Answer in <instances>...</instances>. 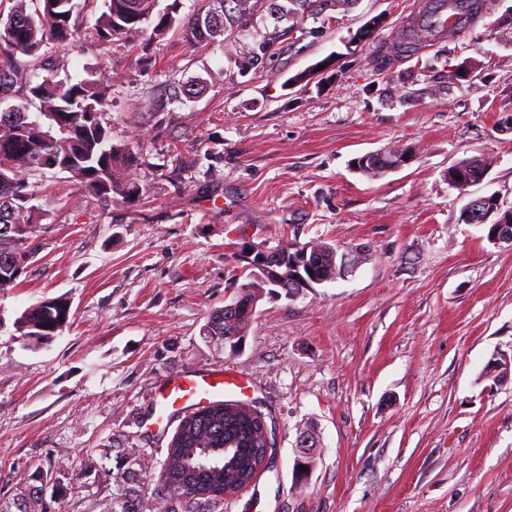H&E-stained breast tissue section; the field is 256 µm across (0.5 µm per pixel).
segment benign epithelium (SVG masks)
<instances>
[{
    "mask_svg": "<svg viewBox=\"0 0 512 512\" xmlns=\"http://www.w3.org/2000/svg\"><path fill=\"white\" fill-rule=\"evenodd\" d=\"M499 206L497 196H483L470 200L465 209L474 221L486 223ZM510 218H501L492 224V233L489 241L496 244H507L512 247V227ZM320 248L315 245H307L298 248V251H290L285 246L258 247L243 246L237 251V256L246 262L245 268L252 270L253 274L263 283L264 289L256 295L245 299L238 295L224 304V316L235 317L240 311L248 308H257L258 303L265 297L266 289L277 288V296L288 299L297 298L305 291L316 285L324 284L316 275L309 274L313 269L315 254ZM333 263L336 266V276L345 275L348 269L356 264L355 255L352 253L331 252ZM487 375L495 378V382L512 379V356L506 353H496L489 361ZM320 447L317 435L308 431H301L296 437L295 450L301 457L316 458Z\"/></svg>",
    "mask_w": 512,
    "mask_h": 512,
    "instance_id": "7a95c632",
    "label": "benign epithelium"
}]
</instances>
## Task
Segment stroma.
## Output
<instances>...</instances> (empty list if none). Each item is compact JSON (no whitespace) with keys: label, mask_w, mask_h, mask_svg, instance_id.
Returning <instances> with one entry per match:
<instances>
[{"label":"stroma","mask_w":512,"mask_h":512,"mask_svg":"<svg viewBox=\"0 0 512 512\" xmlns=\"http://www.w3.org/2000/svg\"><path fill=\"white\" fill-rule=\"evenodd\" d=\"M417 3L327 7L259 71L234 41L192 50L174 31L103 50L87 27L44 47L72 80L108 82L112 137L149 164L145 196L109 206L64 173L28 178L44 218L32 260L0 288L1 494L29 461L81 479L118 434L167 448L178 419L148 433L164 382L221 370L275 434L266 470L226 512H512V381L484 377L493 354H512V248L460 218L478 196L512 209V0H485L472 27L380 67ZM193 76L205 91L169 101ZM144 99L165 106L150 132L130 107ZM392 149L410 161L377 178L353 167ZM472 157L482 180L449 187V166ZM282 241L359 260L296 299L264 298L241 352H224L202 329L237 290L235 251ZM53 298L69 301V325L49 341L21 335V313ZM309 426L321 452L298 487ZM319 447H320V440L317 437L316 433L312 434L311 432H308L305 430L300 431L296 437V442H295V450L297 453V457L294 460L293 469H295L298 472H302V470L299 469V466L306 467V464L309 461L304 458H301V457H310V458H312V460L314 462L316 456L318 455ZM299 456H301V457H299ZM313 462H311L310 464L307 465V468H306V471H305L303 477H301V478L297 477V476L295 477L296 482L305 483V484L307 483L309 475L311 473Z\"/></svg>","instance_id":"35a3bbf8"}]
</instances>
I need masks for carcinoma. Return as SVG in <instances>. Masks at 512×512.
<instances>
[{
  "instance_id": "1",
  "label": "carcinoma",
  "mask_w": 512,
  "mask_h": 512,
  "mask_svg": "<svg viewBox=\"0 0 512 512\" xmlns=\"http://www.w3.org/2000/svg\"><path fill=\"white\" fill-rule=\"evenodd\" d=\"M93 0H12L7 15L0 14V51L7 65L0 66V94L18 88L26 102L39 104L36 118L20 107L0 110V288L13 285L16 278L3 261H21L29 253L24 233H5V224L29 226L41 220L36 194L26 175L42 169L70 174L77 190L101 202L121 197H140L144 192L136 170L140 157L131 142L112 139L103 116L111 104L109 86L99 79L73 82L59 78V66L44 68L39 80L14 61L21 53L36 63L48 43L69 46L79 36L86 6ZM180 0L159 8V0H103V10L93 24L94 37L102 47L133 37L146 36V43L162 40L174 28L189 48L215 44L227 32H237V48L242 65L261 70L275 54V47L288 29L274 26L251 37L258 26V0H206L198 10L179 16ZM317 0H268L269 15L276 21L302 23L318 14ZM419 42L412 27L401 30L393 45L394 55ZM193 77L178 84L176 100H191L202 89ZM390 158H358L356 169L378 177ZM481 160H461L448 167L462 179L481 170ZM71 305L62 298L48 304L36 303L18 318L19 328L38 339L54 336L60 323L70 317ZM255 312H241L238 336L224 341V310L212 311L204 325V335L216 345L229 349L246 340ZM52 327H47V324ZM272 432L257 410L242 403L224 401L195 410L183 417L172 437L166 456L159 461L156 487L144 468L147 456L156 449H99L101 464L86 483L96 488L83 512H224L226 497L212 488L224 487L220 464L234 465L240 453L264 458L272 449ZM20 489L0 496V512H66L74 487L66 468L49 462L28 464Z\"/></svg>"
}]
</instances>
